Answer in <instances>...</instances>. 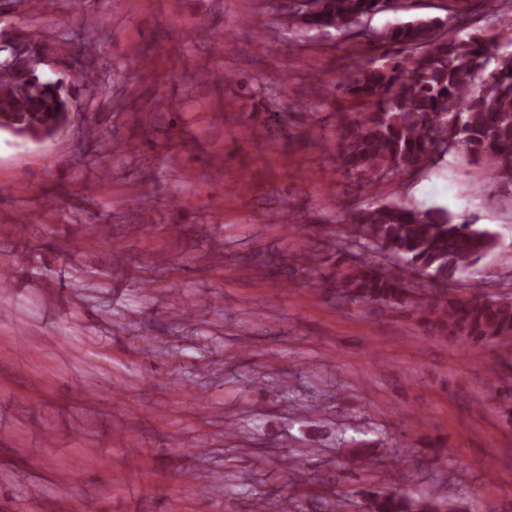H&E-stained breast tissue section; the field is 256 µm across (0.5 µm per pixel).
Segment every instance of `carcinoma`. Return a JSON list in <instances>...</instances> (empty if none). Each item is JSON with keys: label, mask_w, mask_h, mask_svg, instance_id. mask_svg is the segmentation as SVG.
Returning <instances> with one entry per match:
<instances>
[{"label": "carcinoma", "mask_w": 512, "mask_h": 512, "mask_svg": "<svg viewBox=\"0 0 512 512\" xmlns=\"http://www.w3.org/2000/svg\"><path fill=\"white\" fill-rule=\"evenodd\" d=\"M490 0H474L449 19H416L382 31L359 29L364 19L389 12L390 0H288V21L309 30L336 29L369 35L379 56L336 77V94L359 111L337 133L336 166L371 185L415 173L462 152L492 165V179L512 180V51L490 55L487 39L471 14ZM47 44L24 34L0 58V131L54 134L60 117L78 98L91 94L87 73L64 85L41 76ZM348 236L364 240L365 253L336 241L335 263L317 267L314 287L336 289V299L357 305L406 306L448 339L471 348L512 352V296L456 286L463 272L497 247L495 235L442 210L398 201L349 210ZM446 501L414 498L390 488H363L354 512H441Z\"/></svg>", "instance_id": "obj_1"}]
</instances>
